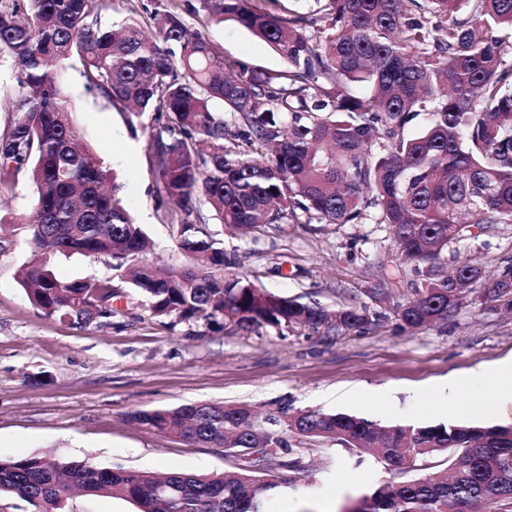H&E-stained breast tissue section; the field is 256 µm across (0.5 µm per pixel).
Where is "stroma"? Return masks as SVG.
<instances>
[{"mask_svg":"<svg viewBox=\"0 0 512 512\" xmlns=\"http://www.w3.org/2000/svg\"><path fill=\"white\" fill-rule=\"evenodd\" d=\"M188 28L217 46L225 62L281 70L285 60L235 22L221 24L179 0ZM74 64L61 76L66 104L83 143L117 173L120 196L152 239L149 261L177 253L172 206L156 195L147 137L131 133L122 105L87 88ZM36 205L29 181L0 189V459L33 454L90 459L105 467L207 474L235 466L223 449L190 444L132 422L133 413L194 402L275 400L294 408L356 415L382 425L458 422L456 406L434 405L435 384L512 358V311L470 298L445 324L417 331L387 319L364 333L326 334L262 327L217 330L206 320L154 317L134 292L113 298L112 317L84 328L44 317L29 302L21 270L32 246L28 223ZM213 233L240 270L267 290L335 308L364 302L391 254L385 225L275 224L248 237L221 224ZM472 260L487 271L512 260V224H489L449 253L448 265ZM367 390L375 400L360 401ZM300 466L275 475L290 485L272 512H339L375 484L405 479L371 456L329 442L295 450Z\"/></svg>","mask_w":512,"mask_h":512,"instance_id":"35a3bbf8","label":"stroma"}]
</instances>
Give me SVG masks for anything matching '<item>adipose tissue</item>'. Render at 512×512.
Listing matches in <instances>:
<instances>
[{
	"mask_svg": "<svg viewBox=\"0 0 512 512\" xmlns=\"http://www.w3.org/2000/svg\"><path fill=\"white\" fill-rule=\"evenodd\" d=\"M439 402L454 403L457 397L468 396L467 411L495 415L512 422V361L482 369L475 378L448 377L435 386Z\"/></svg>",
	"mask_w": 512,
	"mask_h": 512,
	"instance_id": "obj_1",
	"label": "adipose tissue"
}]
</instances>
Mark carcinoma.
Here are the masks:
<instances>
[{"label":"carcinoma","mask_w":512,"mask_h":512,"mask_svg":"<svg viewBox=\"0 0 512 512\" xmlns=\"http://www.w3.org/2000/svg\"><path fill=\"white\" fill-rule=\"evenodd\" d=\"M211 20H232L287 62L277 71L236 67L202 35L189 33L174 3H161L149 28L102 21L106 0H24L0 9V54L20 63L11 129L0 135V185L23 176L37 190L29 226L32 254L22 285L45 317L85 327L112 317L128 284L153 316L205 319L249 331L364 332L387 319L362 302L329 310L259 288L209 230L213 219L247 234L266 225L351 224L373 216L406 265L398 294L372 288L396 324L446 323L470 294L512 281L461 261L448 248L486 224H512V0H316L318 17L279 18L251 0H198ZM446 18L437 25L429 16ZM86 83L132 109L131 127L151 123L148 154L157 196L172 202L179 266L149 263L151 240L118 198L112 170L80 145L57 76L72 58ZM220 101L230 119L212 110ZM420 112L418 133L405 134ZM101 259L108 278L58 279L52 260ZM267 422L247 426L249 406L196 402L140 411L138 424L184 441L244 451L248 462L213 475L172 469L163 476L92 461L0 459V496L35 512H65L69 496L106 494L138 512H268L287 480L266 472L298 468L292 441L332 442L374 452L389 469L443 456L456 461L409 480L389 479L347 512H472L512 504V428L450 423L380 426L365 418L295 410L274 402Z\"/></svg>","instance_id":"carcinoma-1"}]
</instances>
